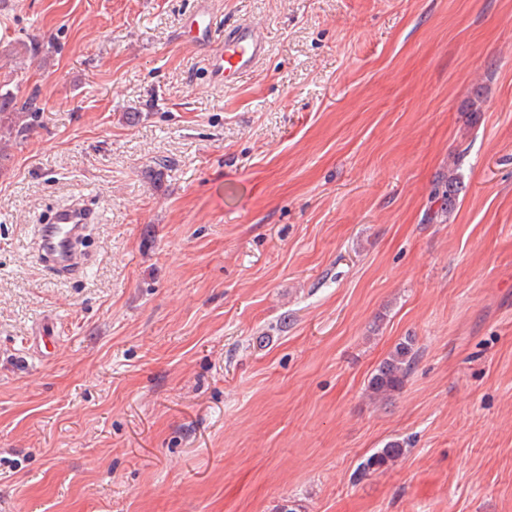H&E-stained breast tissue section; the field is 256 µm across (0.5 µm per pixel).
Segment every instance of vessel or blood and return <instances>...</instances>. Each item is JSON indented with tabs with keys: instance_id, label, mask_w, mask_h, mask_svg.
Returning <instances> with one entry per match:
<instances>
[{
	"instance_id": "1",
	"label": "vessel or blood",
	"mask_w": 512,
	"mask_h": 512,
	"mask_svg": "<svg viewBox=\"0 0 512 512\" xmlns=\"http://www.w3.org/2000/svg\"><path fill=\"white\" fill-rule=\"evenodd\" d=\"M185 33L190 41L203 49L211 80L217 86L238 82L252 74L268 53L266 33L251 24L241 23L227 29L223 42H215L207 0H198L194 14L185 25ZM96 222L95 209L85 204L56 209L48 223L35 227L41 264L59 277L84 274L89 266L88 259L74 250L73 242L87 235Z\"/></svg>"
}]
</instances>
